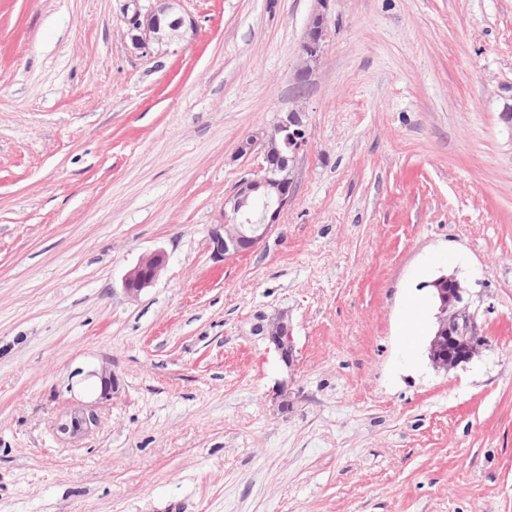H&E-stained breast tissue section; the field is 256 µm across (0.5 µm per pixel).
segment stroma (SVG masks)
<instances>
[{
	"mask_svg": "<svg viewBox=\"0 0 512 512\" xmlns=\"http://www.w3.org/2000/svg\"><path fill=\"white\" fill-rule=\"evenodd\" d=\"M152 4L0 0V512H512V0H183L148 53ZM294 108L291 204L214 260L241 142ZM443 268L489 340L449 372ZM104 363L119 394L61 435ZM157 7L141 14L135 19L134 28L138 34L132 40L139 48H163L165 51L173 45L179 44L186 36L188 30H193L191 20H186L183 14H178L181 0H157ZM308 34L309 38L303 49L304 65L297 71V78L301 81L310 74L311 64L318 62L322 56L326 29L321 14H316L311 18L308 24ZM165 261V254L161 251H154L142 256L123 280V290L126 294L136 298L143 290L151 287L157 281ZM259 331L268 337L275 349L279 352L280 358L286 367L291 366L293 361V344L292 336H290V326L288 324V316L280 315L271 321L266 327L261 326ZM96 422V414L92 409L76 410L60 424L59 430L62 434L76 436L88 430Z\"/></svg>",
	"mask_w": 512,
	"mask_h": 512,
	"instance_id": "obj_1",
	"label": "stroma"
}]
</instances>
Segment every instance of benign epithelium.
<instances>
[{
	"label": "benign epithelium",
	"mask_w": 512,
	"mask_h": 512,
	"mask_svg": "<svg viewBox=\"0 0 512 512\" xmlns=\"http://www.w3.org/2000/svg\"><path fill=\"white\" fill-rule=\"evenodd\" d=\"M181 0H157L141 18L135 19L137 34L134 44L143 49L171 48L179 44L193 23L179 13ZM309 38L304 45V65L297 78H306L311 64L322 56L326 29L323 16L314 15L308 24ZM303 113L292 110L280 117L269 129H263L243 141L242 155L257 153L261 162L257 169L242 179L235 192L224 200V223L216 224L209 232L212 257L228 260L240 253L251 252L265 240L278 224L294 193L297 155L306 140ZM166 257L154 251L141 257L123 280V290L130 297H138L158 279ZM435 305V322L428 344V359L437 370L448 372L479 357L487 346L486 337L477 322L473 294L456 273H441L426 284ZM259 331L268 337L287 366L293 361V344L288 316L281 315ZM89 376L98 379L97 401H109L118 394L120 383L112 369L103 365ZM97 422L91 409L70 413L59 426L63 434L79 435Z\"/></svg>",
	"instance_id": "7a95c632"
}]
</instances>
